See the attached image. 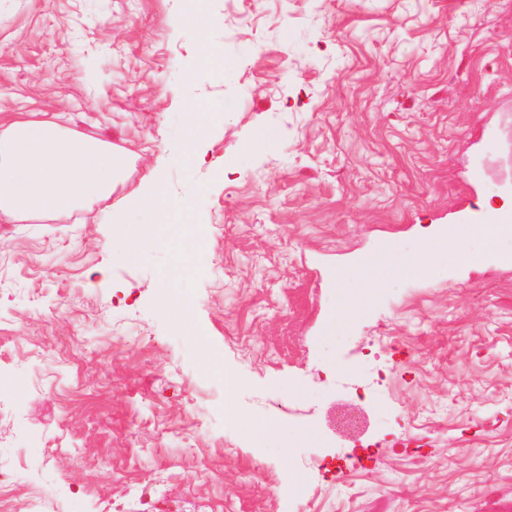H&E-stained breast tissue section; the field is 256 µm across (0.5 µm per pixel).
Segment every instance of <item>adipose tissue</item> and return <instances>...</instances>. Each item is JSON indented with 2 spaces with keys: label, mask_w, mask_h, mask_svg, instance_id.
I'll use <instances>...</instances> for the list:
<instances>
[{
  "label": "adipose tissue",
  "mask_w": 512,
  "mask_h": 512,
  "mask_svg": "<svg viewBox=\"0 0 512 512\" xmlns=\"http://www.w3.org/2000/svg\"><path fill=\"white\" fill-rule=\"evenodd\" d=\"M130 158L121 147L78 133L51 119L0 116V220L62 216L111 198L123 185ZM195 186L172 195L161 173H151L134 193L137 209L148 215L135 227L116 223L112 236L132 237L151 248L162 225L187 222ZM380 280L377 262L361 259L336 268L337 288L347 290L357 309H368Z\"/></svg>",
  "instance_id": "ef3b65f1"
}]
</instances>
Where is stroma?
I'll return each instance as SVG.
<instances>
[{"label": "stroma", "instance_id": "stroma-1", "mask_svg": "<svg viewBox=\"0 0 512 512\" xmlns=\"http://www.w3.org/2000/svg\"><path fill=\"white\" fill-rule=\"evenodd\" d=\"M35 111L134 157L113 222L149 168L196 186L206 248L176 269L97 203L0 221V457L30 476L0 501L95 512L151 476L171 510L512 512V236L445 257L483 248L458 210L512 201V0H0V113ZM369 256L359 311L332 273ZM349 405L369 451L324 471ZM187 113H189L188 135L181 162L185 165H196L203 160V145L207 138V131L200 112L189 111ZM479 235L484 240V251L471 252L467 249L460 248V257L463 262H469V260L472 261L471 263L481 261L485 253L493 251L496 247L498 237L500 236L499 227L497 225H489L484 228ZM430 261V252L423 250L401 257L394 266L398 276L411 278L422 274Z\"/></svg>", "mask_w": 512, "mask_h": 512}]
</instances>
